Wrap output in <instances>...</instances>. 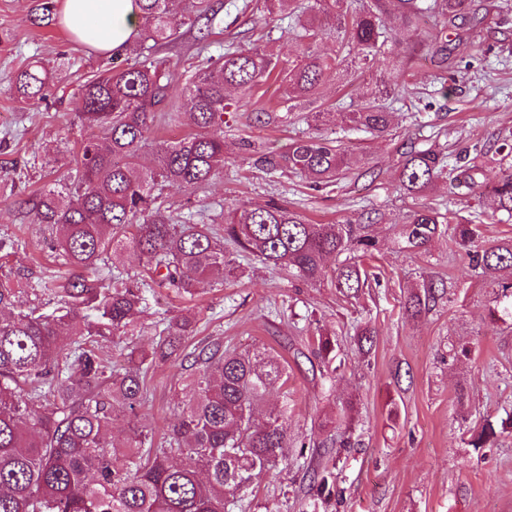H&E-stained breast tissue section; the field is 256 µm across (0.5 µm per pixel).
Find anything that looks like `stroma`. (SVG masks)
Wrapping results in <instances>:
<instances>
[{
    "label": "stroma",
    "instance_id": "35a3bbf8",
    "mask_svg": "<svg viewBox=\"0 0 512 512\" xmlns=\"http://www.w3.org/2000/svg\"><path fill=\"white\" fill-rule=\"evenodd\" d=\"M496 2L477 37L449 41L451 68L431 53L408 59L405 88L393 105L385 138L351 130L342 122L316 127L311 112L344 95L335 74H327L316 104L280 102L271 80L252 95L239 97L236 111L224 117L229 157L223 173L206 187L171 186L165 204L175 222L221 225L233 206L256 207L283 199L312 221L328 223L373 211L379 248L369 261L378 281L355 298H345L334 281L307 284L250 260L244 277L195 294L151 286L147 306L133 334L114 337L109 352L122 361L128 348H150L155 324L189 317L192 343L221 338L241 350L266 348L284 363L286 386H272L268 405L289 391L294 410L288 420V467L277 477L255 476L237 507L239 512H512V429L499 433L494 448L480 455L467 444L471 430L512 417V317L495 313L497 277L481 274L452 236H442L425 253L395 249V227L409 210L431 206L461 215L478 214L481 242L512 237V221L481 206L479 190L449 191L441 180L416 197L398 184L403 153L439 146L455 156L466 146H495L512 129V0H472L481 13ZM219 24L206 31L183 26L173 41L154 46L136 41L126 57L109 55L73 41L57 20L36 23L34 0H0V239L13 241L0 252V277L20 281L24 302L44 314L57 300L39 292L41 281L65 280L75 270L50 245L45 225L35 223L27 206L46 185L65 179L70 149L90 136L74 121V90L100 70L122 60L166 61L173 74L168 102L178 100L187 78L229 45L254 41L295 59L300 47L287 33L266 22L260 9L244 0H212ZM38 61L52 72L47 99L23 102L10 92L14 77ZM321 134L340 141L351 154L350 169L339 185L313 187L310 179L286 170L254 168L239 147L246 140L268 151L290 139ZM443 282L444 297L429 313L411 316L404 301L412 287ZM376 331L370 352L359 349L357 322ZM335 337L345 362L341 376L314 377L313 338ZM192 369L174 357L155 368L152 398L137 417L118 416L115 435L131 424L162 436L174 421L182 385ZM350 439L342 449V471L329 501L306 492V469L314 461L304 439Z\"/></svg>",
    "mask_w": 512,
    "mask_h": 512
}]
</instances>
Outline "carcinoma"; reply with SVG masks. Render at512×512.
<instances>
[{
    "instance_id": "cac0c4a2",
    "label": "carcinoma",
    "mask_w": 512,
    "mask_h": 512,
    "mask_svg": "<svg viewBox=\"0 0 512 512\" xmlns=\"http://www.w3.org/2000/svg\"><path fill=\"white\" fill-rule=\"evenodd\" d=\"M139 35L162 45L178 30L216 16L211 0H185L182 14L173 0H138ZM287 0H263L271 21L288 20L301 51L282 63L257 46H232L206 67L196 69L180 99L162 116L167 123L186 117L191 131L175 141L152 137L153 108L167 95L170 72L145 60L93 75L74 93L77 118L102 131L83 141L73 155L69 179L54 182L28 200L35 222L51 231L52 248L69 265L88 271L62 283L46 282L43 291L60 297L48 317L21 309L17 290L0 280V512H230L228 503L246 491L255 473L280 472L288 447L289 401L283 399L261 420L255 413L267 390L284 377V367L266 350L237 352L213 340L186 350L190 320L165 323L150 351L132 348L126 365L114 368L102 349L118 334L135 327L146 306L144 279L104 284L89 275L97 266L132 249L144 260L143 272L187 294L215 276L232 277L243 268L224 254L228 241L267 266L288 271L303 281L325 279L329 255L353 253L366 258L378 250L373 234L377 218L343 219L331 224L311 221L286 204L234 208L224 215V239L208 224H176L162 201L168 186L202 188L223 172L226 90L250 92L270 77L279 79L292 102L317 100L323 77L336 72L343 85L370 72L380 60L387 74L362 85L357 104L341 113L344 124L376 137L390 126L389 102L396 100L404 60L389 47L387 21L404 31L410 45L429 42L439 63H448L447 44L438 28H459L471 0H444L436 12L430 0H314L283 14ZM328 37L336 55L323 56L314 45ZM51 88L49 72L33 62L20 71L11 92L21 101L43 100ZM155 165L136 170L146 149ZM254 165L266 170L304 173L316 185L341 179L347 152L321 136L290 141L278 153L254 151ZM502 169L486 187L496 211L512 218V132L495 151L474 144L445 164L428 148L404 153L399 188L418 195L448 176L452 187L471 188L484 174L485 161ZM453 230L475 267L497 273L512 270V238L489 247L477 244L476 219L430 208L409 212L394 243L401 251L427 250ZM367 270L344 261L335 272L340 293L358 296ZM445 294L442 283L429 281L409 294L406 311L420 315ZM69 343L67 353L60 345ZM337 343L320 336L316 357L333 371ZM185 354L195 374L164 444L134 428L129 437L110 436L112 419L147 401L148 371ZM498 432L491 423L472 431L467 444L477 451L494 447ZM336 466L312 469L314 495L331 496Z\"/></svg>"
}]
</instances>
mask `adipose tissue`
Wrapping results in <instances>:
<instances>
[{"mask_svg": "<svg viewBox=\"0 0 512 512\" xmlns=\"http://www.w3.org/2000/svg\"><path fill=\"white\" fill-rule=\"evenodd\" d=\"M137 0H63L62 28L102 52L128 51L137 36Z\"/></svg>", "mask_w": 512, "mask_h": 512, "instance_id": "adipose-tissue-1", "label": "adipose tissue"}]
</instances>
